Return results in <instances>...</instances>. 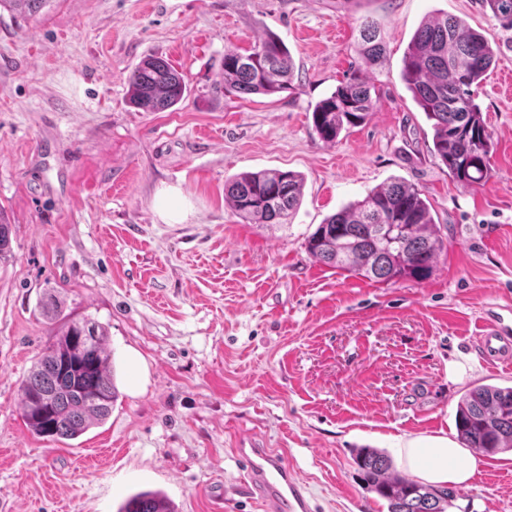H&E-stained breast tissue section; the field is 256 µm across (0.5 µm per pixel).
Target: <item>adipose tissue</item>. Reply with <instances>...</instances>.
Here are the masks:
<instances>
[{
	"label": "adipose tissue",
	"instance_id": "adipose-tissue-1",
	"mask_svg": "<svg viewBox=\"0 0 512 512\" xmlns=\"http://www.w3.org/2000/svg\"><path fill=\"white\" fill-rule=\"evenodd\" d=\"M399 464L416 478L443 487L463 485L473 476L476 463L464 460L459 446L444 439H414L398 449Z\"/></svg>",
	"mask_w": 512,
	"mask_h": 512
}]
</instances>
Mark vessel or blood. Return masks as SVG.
Returning <instances> with one entry per match:
<instances>
[{
	"label": "vessel or blood",
	"mask_w": 512,
	"mask_h": 512,
	"mask_svg": "<svg viewBox=\"0 0 512 512\" xmlns=\"http://www.w3.org/2000/svg\"><path fill=\"white\" fill-rule=\"evenodd\" d=\"M478 341L488 362L512 361V329L485 323ZM235 453L244 465L250 497L265 505L267 512H313L305 488L283 456L249 435L238 440Z\"/></svg>",
	"instance_id": "obj_1"
}]
</instances>
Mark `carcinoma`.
I'll return each mask as SVG.
<instances>
[{
	"mask_svg": "<svg viewBox=\"0 0 512 512\" xmlns=\"http://www.w3.org/2000/svg\"><path fill=\"white\" fill-rule=\"evenodd\" d=\"M48 0H0V8L35 16ZM492 18L512 28V0H479ZM366 68L320 100L312 111L317 137L336 141L341 132L363 123L374 103L369 68L380 61L384 45L376 22L360 26ZM496 55L487 38L446 14L429 18L416 31L404 56L402 79L416 104L431 121V152L463 188L492 177L493 140L476 103L477 90ZM224 92L272 95L290 89L293 62L288 47L266 32L247 53L224 51ZM130 103L146 112L175 107L187 91L185 80L167 60L144 59L128 76ZM302 178L292 171L244 172L225 185V198L247 224H281L300 203ZM305 248L315 261L379 283L419 282L432 276L447 248L441 225L427 200L412 184L395 181L328 217L308 236ZM44 314L60 322L58 338L47 346L23 378L22 416L39 437L76 439L104 422L119 397L99 321L64 314L51 297ZM458 439L467 448L491 457L512 451V387L482 385L466 392L456 411ZM356 465L365 486L387 504V512H447L454 494L390 472L391 461L362 448ZM117 512H175L159 491L129 496Z\"/></svg>",
	"mask_w": 512,
	"mask_h": 512,
	"instance_id": "obj_1",
	"label": "carcinoma"
}]
</instances>
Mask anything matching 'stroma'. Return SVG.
Here are the masks:
<instances>
[{
	"label": "stroma",
	"mask_w": 512,
	"mask_h": 512,
	"mask_svg": "<svg viewBox=\"0 0 512 512\" xmlns=\"http://www.w3.org/2000/svg\"><path fill=\"white\" fill-rule=\"evenodd\" d=\"M445 12L499 50L477 102L494 176L461 188L431 153L432 129L401 77L423 22ZM385 53L374 109L336 143L315 104L362 64L360 24ZM286 44L291 89H222L228 49L265 32ZM158 56L187 83L175 111L128 100L127 77ZM512 28L476 0H50L0 12V512H117L159 491L175 512H264L243 497L242 434L284 453L315 512H387L357 449L395 456L415 438L456 442L461 396L512 386L488 364L484 321L512 326ZM304 179L286 223L246 224L224 198L236 174ZM421 189L448 249L433 276L375 282L315 262L305 240L374 187ZM182 192L181 218L156 212ZM106 325L119 398L74 440L31 433L20 384L56 339L48 293ZM477 460L449 512H512V452Z\"/></svg>",
	"instance_id": "stroma-1"
}]
</instances>
